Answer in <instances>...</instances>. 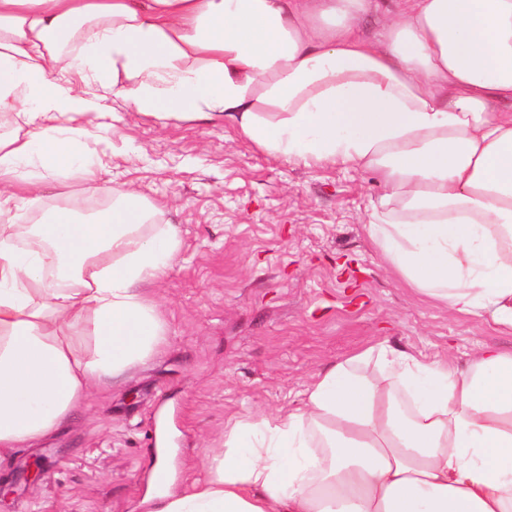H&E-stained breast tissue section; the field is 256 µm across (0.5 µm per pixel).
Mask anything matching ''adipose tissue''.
<instances>
[{
	"label": "adipose tissue",
	"instance_id": "1",
	"mask_svg": "<svg viewBox=\"0 0 512 512\" xmlns=\"http://www.w3.org/2000/svg\"><path fill=\"white\" fill-rule=\"evenodd\" d=\"M0 0V458L57 432L168 342L146 284L181 238L78 162L113 97L159 121L226 118L262 152L378 175L372 246L408 287L512 332V0ZM37 160L114 199L22 224ZM376 365L378 374L366 369ZM304 406L238 421L147 512H512V353L467 367L377 343Z\"/></svg>",
	"mask_w": 512,
	"mask_h": 512
}]
</instances>
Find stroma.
<instances>
[{
    "instance_id": "stroma-1",
    "label": "stroma",
    "mask_w": 512,
    "mask_h": 512,
    "mask_svg": "<svg viewBox=\"0 0 512 512\" xmlns=\"http://www.w3.org/2000/svg\"><path fill=\"white\" fill-rule=\"evenodd\" d=\"M90 119L98 130L82 153L181 231L176 265L148 287L169 341L39 447L0 459V484L33 460L45 467L0 512H142L159 432L183 487L205 476L236 421L303 407L314 375L371 344L459 366L481 345L512 352L511 333L415 293L376 253L374 172L269 156L223 120L165 124L109 100ZM21 173L42 183L24 223L61 203L88 216L112 204L80 177L61 193L40 165Z\"/></svg>"
}]
</instances>
